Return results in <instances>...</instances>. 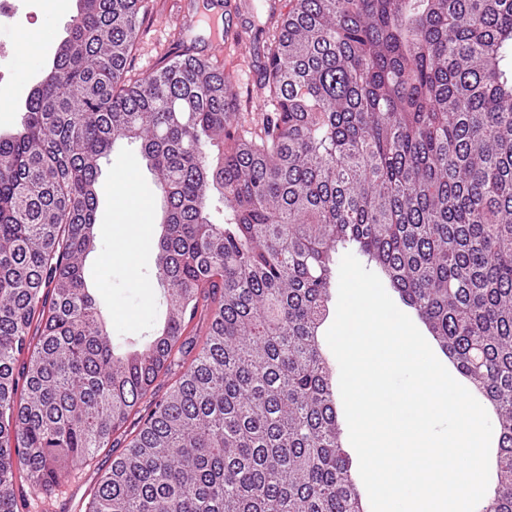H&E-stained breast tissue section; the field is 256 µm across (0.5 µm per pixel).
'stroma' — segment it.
I'll use <instances>...</instances> for the list:
<instances>
[{"mask_svg": "<svg viewBox=\"0 0 512 512\" xmlns=\"http://www.w3.org/2000/svg\"><path fill=\"white\" fill-rule=\"evenodd\" d=\"M21 11L37 13L36 23L0 20V74L10 80L14 102L9 112L0 114V133L13 131L20 123L30 88L52 63L54 53L66 36V28L78 12L70 4L68 12L50 20L44 0H17ZM188 0H147L139 40L129 63V71L138 76L153 70L171 49L173 35ZM224 18L219 36L202 35L196 40L197 56L217 63L233 77L235 101L247 120H258L267 108L258 90L257 74L251 65L253 46L241 31V19L231 0L221 10ZM43 33V42L34 54L25 56L17 49L18 38L29 28ZM126 178L130 194L149 193L157 197L153 176L138 144L117 140L99 177L97 248L84 264V275L99 305L109 314L112 338L117 343L142 344L163 324L166 306L162 288H147L156 271L157 240L161 231L160 210L149 215L150 235L138 239L129 226L126 201L116 190L119 178ZM115 448L100 449L90 464H77L70 479L52 494L20 484L16 493L25 500V512H42L44 501H52L51 512H86L92 492L113 458Z\"/></svg>", "mask_w": 512, "mask_h": 512, "instance_id": "obj_1", "label": "stroma"}]
</instances>
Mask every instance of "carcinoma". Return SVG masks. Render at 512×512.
I'll list each match as a JSON object with an SVG mask.
<instances>
[{"label":"carcinoma","instance_id":"1","mask_svg":"<svg viewBox=\"0 0 512 512\" xmlns=\"http://www.w3.org/2000/svg\"><path fill=\"white\" fill-rule=\"evenodd\" d=\"M142 3L79 0L0 135V512L122 441L88 512H364L319 340L346 245L493 408L512 512V0H262L259 124L181 30L127 78ZM119 137L167 317L118 354L84 262ZM346 253H352L360 262L361 264L367 268L368 270L374 272L375 274L378 275V277L381 279L387 293L390 295V297L393 299V301L395 302V304L397 305V307L402 311L404 312L405 314H407L412 320L413 322L415 323V325L417 326V328L420 330V332L423 334V336L425 337V339L427 340V342L429 343V345L432 347V349L435 351V353L437 354V356L443 360L447 365H448V357L444 354V352L441 350L440 346L438 345V343L434 340V338L430 335V333L428 332L426 326L420 321V319L417 317L416 313L414 312L413 309H411L410 307L406 306L402 301L401 299L399 298L398 294L396 292L393 291L392 288H390L388 282L386 281V279L384 278V276L376 269L374 268L372 265H369L367 264L366 260L361 257L358 253H356L355 251H344L341 256H340V260H339V264H340V261L342 259V257L346 254Z\"/></svg>","mask_w":512,"mask_h":512}]
</instances>
